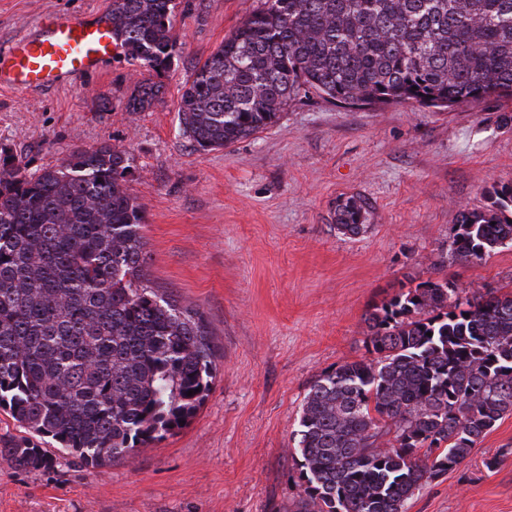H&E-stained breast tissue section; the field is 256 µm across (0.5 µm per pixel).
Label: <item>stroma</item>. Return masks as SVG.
<instances>
[{
	"mask_svg": "<svg viewBox=\"0 0 512 512\" xmlns=\"http://www.w3.org/2000/svg\"><path fill=\"white\" fill-rule=\"evenodd\" d=\"M176 52L160 100L125 104L145 68L117 58L81 83L0 89V158L28 173L107 142L129 158L145 210L146 283L200 309L215 349L211 392L188 425L126 461L87 467L48 448L49 468L0 458V512H295L291 453L310 382L367 357L365 318L447 254L460 207L512 184V99L441 109L343 108L317 93L229 147L199 152L179 129L180 89L259 0H174ZM111 0H0V48L52 13ZM369 205L358 236L340 199ZM458 287L512 284V247L447 262ZM496 468H487L490 458ZM408 512H512V414L471 455L416 492Z\"/></svg>",
	"mask_w": 512,
	"mask_h": 512,
	"instance_id": "stroma-1",
	"label": "stroma"
}]
</instances>
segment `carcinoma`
<instances>
[{
	"label": "carcinoma",
	"instance_id": "1",
	"mask_svg": "<svg viewBox=\"0 0 512 512\" xmlns=\"http://www.w3.org/2000/svg\"><path fill=\"white\" fill-rule=\"evenodd\" d=\"M173 10L112 0L127 60L166 72ZM162 88L142 82L127 110H149ZM305 89L350 107L512 97V0H263L185 82L180 130L199 151L224 148ZM129 168L109 143L34 174L0 165V408L31 433L0 456L17 469L50 464L45 437L87 466L128 460L190 422L213 384L203 314L145 284ZM488 196L458 211L451 260L512 246V185ZM367 214L349 197L336 226L358 235ZM366 324L371 357L321 372L304 397L297 512H405L512 412L511 290L429 278Z\"/></svg>",
	"mask_w": 512,
	"mask_h": 512
}]
</instances>
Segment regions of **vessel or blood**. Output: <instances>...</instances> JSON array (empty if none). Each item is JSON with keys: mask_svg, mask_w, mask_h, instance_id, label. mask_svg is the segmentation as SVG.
Segmentation results:
<instances>
[{"mask_svg": "<svg viewBox=\"0 0 512 512\" xmlns=\"http://www.w3.org/2000/svg\"><path fill=\"white\" fill-rule=\"evenodd\" d=\"M120 51L112 18L58 13L0 49V85L18 91L61 86L95 75Z\"/></svg>", "mask_w": 512, "mask_h": 512, "instance_id": "1", "label": "vessel or blood"}]
</instances>
